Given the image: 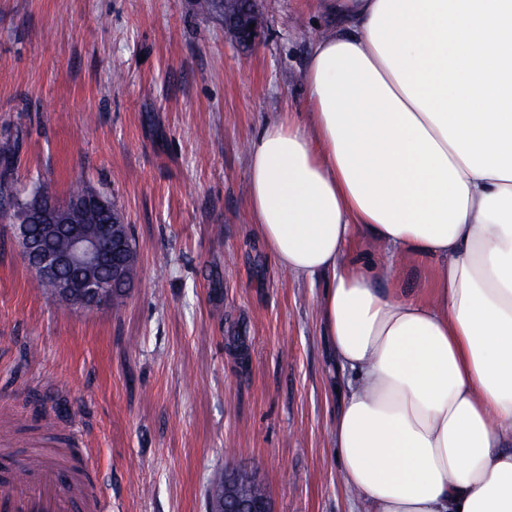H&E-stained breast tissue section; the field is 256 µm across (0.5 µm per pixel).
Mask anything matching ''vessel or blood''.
Here are the masks:
<instances>
[{
  "label": "vessel or blood",
  "instance_id": "vessel-or-blood-1",
  "mask_svg": "<svg viewBox=\"0 0 512 512\" xmlns=\"http://www.w3.org/2000/svg\"><path fill=\"white\" fill-rule=\"evenodd\" d=\"M86 465L80 456L66 471L51 458L29 461L0 480V512H103L102 500L87 488Z\"/></svg>",
  "mask_w": 512,
  "mask_h": 512
}]
</instances>
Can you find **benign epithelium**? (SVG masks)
I'll return each mask as SVG.
<instances>
[{"label": "benign epithelium", "mask_w": 512, "mask_h": 512, "mask_svg": "<svg viewBox=\"0 0 512 512\" xmlns=\"http://www.w3.org/2000/svg\"><path fill=\"white\" fill-rule=\"evenodd\" d=\"M259 13L258 0H244L239 15L225 25L239 46L255 45L264 33L260 25L249 28ZM81 205L76 199L52 200L46 208L30 210L24 223L14 225V234L34 276L53 284L55 300L70 308L110 305L112 292L131 283L123 262L130 232L118 219L96 227L66 222V214ZM257 482L245 471L224 473V495L213 512H270L268 499L248 493Z\"/></svg>", "instance_id": "1"}]
</instances>
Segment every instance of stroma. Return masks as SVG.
<instances>
[{"instance_id": "stroma-1", "label": "stroma", "mask_w": 512, "mask_h": 512, "mask_svg": "<svg viewBox=\"0 0 512 512\" xmlns=\"http://www.w3.org/2000/svg\"><path fill=\"white\" fill-rule=\"evenodd\" d=\"M239 48L198 0H0L4 175L112 196L138 251L120 309L63 310L0 220V436L76 432L112 512H210L231 468L271 512H349L324 279L278 269L246 209L248 142L304 109L311 0H261Z\"/></svg>"}]
</instances>
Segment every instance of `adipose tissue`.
I'll return each instance as SVG.
<instances>
[{
	"instance_id": "adipose-tissue-1",
	"label": "adipose tissue",
	"mask_w": 512,
	"mask_h": 512,
	"mask_svg": "<svg viewBox=\"0 0 512 512\" xmlns=\"http://www.w3.org/2000/svg\"><path fill=\"white\" fill-rule=\"evenodd\" d=\"M320 2L307 112L251 138L247 200L280 269L328 278L351 510L512 512V0ZM401 279V288H409L410 291H424L432 276L428 266H422L411 258L400 259L397 262Z\"/></svg>"
}]
</instances>
